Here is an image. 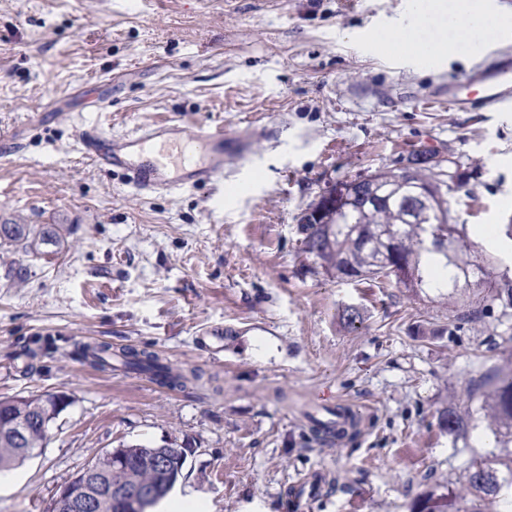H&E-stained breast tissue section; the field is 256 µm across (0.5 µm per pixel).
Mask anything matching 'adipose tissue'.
<instances>
[{"label": "adipose tissue", "mask_w": 512, "mask_h": 512, "mask_svg": "<svg viewBox=\"0 0 512 512\" xmlns=\"http://www.w3.org/2000/svg\"><path fill=\"white\" fill-rule=\"evenodd\" d=\"M500 23L498 14L478 8L475 0H456L451 6L443 0H424L419 12L401 15L387 37L413 55L444 58L461 54L475 29L489 34Z\"/></svg>", "instance_id": "obj_1"}]
</instances>
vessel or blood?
<instances>
[{
    "mask_svg": "<svg viewBox=\"0 0 512 512\" xmlns=\"http://www.w3.org/2000/svg\"><path fill=\"white\" fill-rule=\"evenodd\" d=\"M471 87L479 88L483 107L512 112V54L491 51L474 71L450 81L449 102L467 107ZM79 146L96 166L121 173L124 186L140 194L171 193L224 179V128L220 125L191 131L169 120L121 135L90 127L82 130Z\"/></svg>",
    "mask_w": 512,
    "mask_h": 512,
    "instance_id": "obj_1",
    "label": "vessel or blood"
}]
</instances>
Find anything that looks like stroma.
I'll return each mask as SVG.
<instances>
[{
	"label": "stroma",
	"mask_w": 512,
	"mask_h": 512,
	"mask_svg": "<svg viewBox=\"0 0 512 512\" xmlns=\"http://www.w3.org/2000/svg\"><path fill=\"white\" fill-rule=\"evenodd\" d=\"M409 0H0V224L55 228L57 255L0 247V397L54 394L67 408L45 448L0 482V512H47L103 450L191 449L167 512H289V486L323 473L307 512H407L462 487L493 439L439 427L474 413L472 379L512 328L469 301L312 272L298 215L329 183L402 167L431 148L466 188L457 223L512 250V112L448 106L465 59L429 63L381 43ZM162 119L220 125L223 186L139 195L79 149L81 128L119 135ZM361 307L352 332L337 314ZM224 331V347L208 332ZM147 346L204 379L171 389L74 360L75 343ZM361 412L354 441L325 444L305 410L320 396Z\"/></svg>",
	"instance_id": "1"
}]
</instances>
